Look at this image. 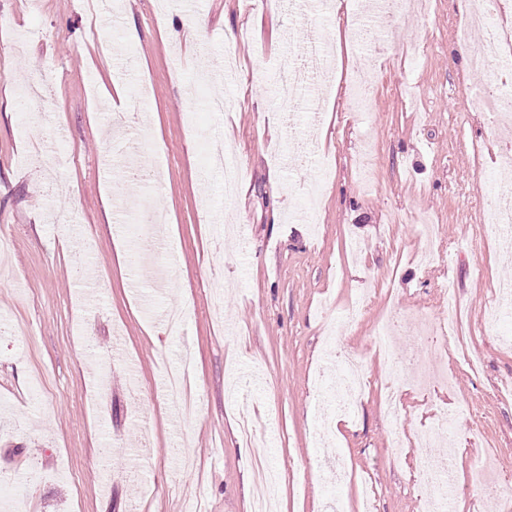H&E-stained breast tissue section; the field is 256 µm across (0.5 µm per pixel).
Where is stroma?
<instances>
[{"label": "stroma", "instance_id": "35a3bbf8", "mask_svg": "<svg viewBox=\"0 0 512 512\" xmlns=\"http://www.w3.org/2000/svg\"><path fill=\"white\" fill-rule=\"evenodd\" d=\"M84 16L83 0H0V476L37 475L12 489L19 512H185L191 499L252 512L256 451L231 430L241 397L280 472L277 512H361L366 483L374 512H421L413 458L438 409L456 419L452 512H503L475 474L497 461L512 496V321L487 318L512 263L486 208L512 177V129L493 123L489 94L512 79L450 55L455 0H418L371 44L322 20L341 80L368 76V103L324 89L313 118L279 106L310 24L289 0H112L96 38ZM196 18L207 31L190 42ZM113 111L151 184L108 164ZM215 137L234 147L230 192L206 163ZM153 211L164 247L130 272L125 227ZM451 288L481 369L452 360L448 384L400 385L390 414L374 328L399 313V348L415 351L413 317L440 315ZM357 302L362 318L333 331ZM170 306L188 312L177 337L161 321ZM337 344L361 355L368 385L331 427L319 385ZM185 350L198 406L177 418L161 388ZM396 428L407 448L395 455ZM335 454L353 476L328 485Z\"/></svg>", "mask_w": 512, "mask_h": 512}]
</instances>
